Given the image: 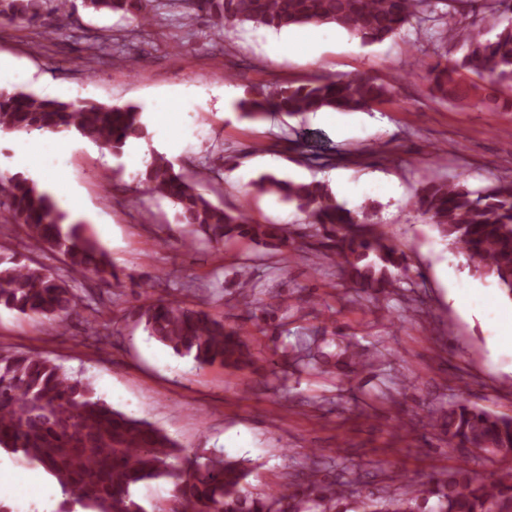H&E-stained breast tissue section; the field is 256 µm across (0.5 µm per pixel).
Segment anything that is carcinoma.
I'll return each mask as SVG.
<instances>
[{"instance_id":"cac0c4a2","label":"carcinoma","mask_w":512,"mask_h":512,"mask_svg":"<svg viewBox=\"0 0 512 512\" xmlns=\"http://www.w3.org/2000/svg\"><path fill=\"white\" fill-rule=\"evenodd\" d=\"M152 0H85L96 12H123L141 24L149 22ZM456 0H173L192 22L201 15L218 27L253 22L275 30L309 24H332L364 43L382 42L421 15L443 20L442 45L466 43L459 60L436 64L429 73L432 90L468 105L483 102L509 109L498 86L512 84V5L506 0H467L504 18L492 39H484L463 21ZM45 0H0V17L35 22ZM390 86L369 76L320 77L299 86H277L243 99L239 108L251 119L269 112L292 115L323 110L359 112L383 101ZM75 133L120 153L131 138H144L143 113L132 106L96 102L74 105L22 91L0 90V132ZM208 168L189 180L156 155L142 183L145 190L172 200L177 221L213 248L238 240L261 243L277 253L294 250L295 239L281 224H253L238 208L213 204L196 188ZM259 194L275 195L308 214L316 250L338 260L343 280L369 300L400 290L409 265L405 253L367 216H358L336 201L320 181L295 183L273 175L253 185ZM415 205L441 235L464 254L476 271L497 280L512 298V181L483 190L458 182H432ZM0 209L22 225L27 237L61 256L64 272L14 256L0 257V306L62 326L85 307V297L66 275L80 274L123 282L120 272L87 224L71 219L48 192L22 174L0 176ZM240 288L251 314L272 317L265 290L248 273ZM139 320L148 335L179 355H191L201 366L219 363L239 369L255 364L240 328L211 313L159 297L142 306ZM294 365L338 371L345 377L373 365L358 360L350 341L326 339V331L301 339L292 350ZM429 425L438 430L451 452L512 456V417L458 399L432 412ZM19 453L42 465L75 496L85 512H349V484L325 482L310 474L292 491H252L250 470L229 457L189 455L175 440L148 422L113 409L98 397L90 381L74 377L52 359L36 352L0 354V449ZM173 484L172 505L149 511L137 488L149 481ZM355 512H512V471L485 480L460 467L400 493H371L357 501Z\"/></svg>"}]
</instances>
